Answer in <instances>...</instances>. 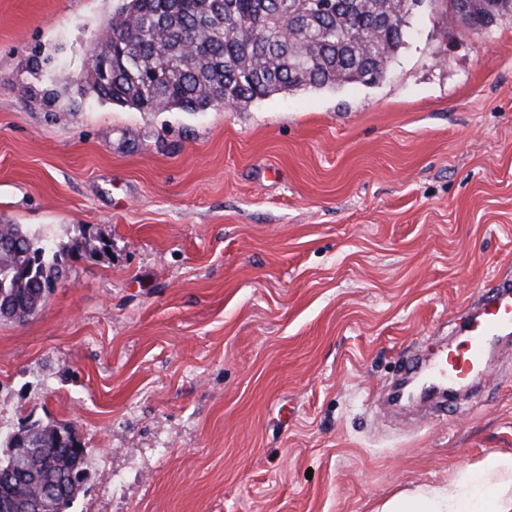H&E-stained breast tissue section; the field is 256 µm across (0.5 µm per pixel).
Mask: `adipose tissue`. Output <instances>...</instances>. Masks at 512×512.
I'll return each mask as SVG.
<instances>
[{
  "label": "adipose tissue",
  "mask_w": 512,
  "mask_h": 512,
  "mask_svg": "<svg viewBox=\"0 0 512 512\" xmlns=\"http://www.w3.org/2000/svg\"><path fill=\"white\" fill-rule=\"evenodd\" d=\"M376 512H512V456L488 455L447 485L395 495Z\"/></svg>",
  "instance_id": "ef3b65f1"
}]
</instances>
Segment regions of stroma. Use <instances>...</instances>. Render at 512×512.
<instances>
[{
    "label": "stroma",
    "mask_w": 512,
    "mask_h": 512,
    "mask_svg": "<svg viewBox=\"0 0 512 512\" xmlns=\"http://www.w3.org/2000/svg\"><path fill=\"white\" fill-rule=\"evenodd\" d=\"M118 0H0V224L71 258L0 321V433L74 426L65 512H374L512 454V338L477 395L375 394L512 271V20L421 0L376 84L235 110L78 95Z\"/></svg>",
    "instance_id": "obj_1"
}]
</instances>
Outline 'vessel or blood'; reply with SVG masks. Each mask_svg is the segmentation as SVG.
Here are the masks:
<instances>
[{
	"label": "vessel or blood",
	"instance_id": "obj_1",
	"mask_svg": "<svg viewBox=\"0 0 512 512\" xmlns=\"http://www.w3.org/2000/svg\"><path fill=\"white\" fill-rule=\"evenodd\" d=\"M461 328L465 338L454 355L411 365L412 372H425L443 394L465 385L475 368L487 367L489 351L512 335L511 275L499 277L489 292L478 297L475 311L462 317Z\"/></svg>",
	"mask_w": 512,
	"mask_h": 512
}]
</instances>
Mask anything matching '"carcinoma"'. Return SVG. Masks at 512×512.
<instances>
[{
    "mask_svg": "<svg viewBox=\"0 0 512 512\" xmlns=\"http://www.w3.org/2000/svg\"><path fill=\"white\" fill-rule=\"evenodd\" d=\"M416 0H121L112 28V70L84 73L73 87L97 99L142 112L176 108H244L275 94L338 89L384 78L404 44ZM491 16H512V0H474L470 27ZM193 50H187V47ZM0 320L35 314L52 291L65 259L98 252V237L82 233L56 249L20 224H0ZM56 424L34 423L31 472L0 471V512H21L24 494L59 481L49 512H63L86 475V450L77 451ZM74 478H62V472Z\"/></svg>",
    "mask_w": 512,
    "mask_h": 512,
    "instance_id": "carcinoma-1",
    "label": "carcinoma"
}]
</instances>
